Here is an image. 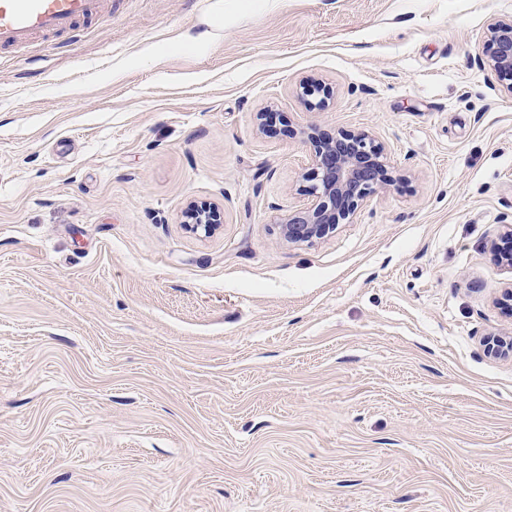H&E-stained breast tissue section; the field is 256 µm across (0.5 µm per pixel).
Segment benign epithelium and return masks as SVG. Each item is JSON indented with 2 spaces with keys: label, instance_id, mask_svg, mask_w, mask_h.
I'll list each match as a JSON object with an SVG mask.
<instances>
[{
  "label": "benign epithelium",
  "instance_id": "benign-epithelium-1",
  "mask_svg": "<svg viewBox=\"0 0 512 512\" xmlns=\"http://www.w3.org/2000/svg\"><path fill=\"white\" fill-rule=\"evenodd\" d=\"M485 62L512 95V19L492 18L482 46ZM301 134L315 147V168L306 192L315 198L308 208L282 222L281 232L290 243H311L334 233L356 217L364 201L393 182L381 144L365 130L328 136L311 125ZM192 230L209 233L213 215L207 206L190 212ZM487 353L512 357V336H494Z\"/></svg>",
  "mask_w": 512,
  "mask_h": 512
}]
</instances>
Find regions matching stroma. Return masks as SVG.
<instances>
[{
  "instance_id": "stroma-1",
  "label": "stroma",
  "mask_w": 512,
  "mask_h": 512,
  "mask_svg": "<svg viewBox=\"0 0 512 512\" xmlns=\"http://www.w3.org/2000/svg\"><path fill=\"white\" fill-rule=\"evenodd\" d=\"M493 17L112 0L0 49V512H512ZM310 124L370 130L393 182L294 244Z\"/></svg>"
}]
</instances>
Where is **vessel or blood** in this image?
<instances>
[{
    "label": "vessel or blood",
    "mask_w": 512,
    "mask_h": 512,
    "mask_svg": "<svg viewBox=\"0 0 512 512\" xmlns=\"http://www.w3.org/2000/svg\"><path fill=\"white\" fill-rule=\"evenodd\" d=\"M104 0H0V47H18L63 33L100 14Z\"/></svg>",
    "instance_id": "1"
}]
</instances>
